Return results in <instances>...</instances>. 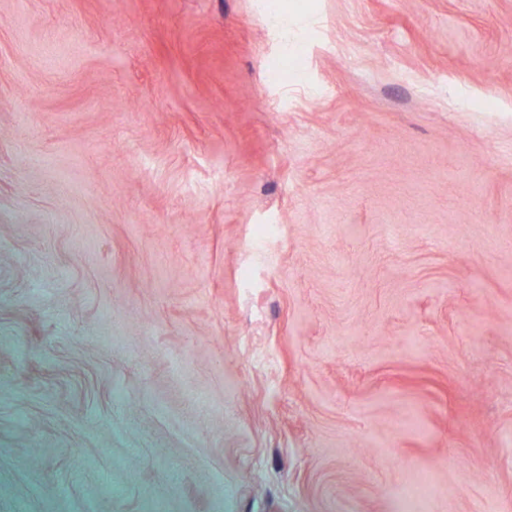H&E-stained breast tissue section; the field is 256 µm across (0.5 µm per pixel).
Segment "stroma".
<instances>
[{
    "label": "stroma",
    "instance_id": "1",
    "mask_svg": "<svg viewBox=\"0 0 512 512\" xmlns=\"http://www.w3.org/2000/svg\"><path fill=\"white\" fill-rule=\"evenodd\" d=\"M0 512H512V0H0Z\"/></svg>",
    "mask_w": 512,
    "mask_h": 512
}]
</instances>
